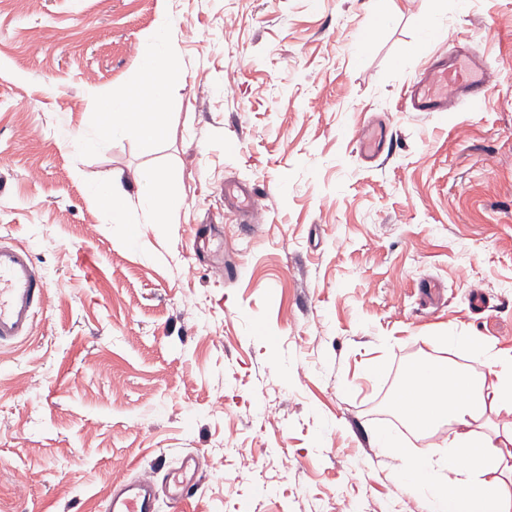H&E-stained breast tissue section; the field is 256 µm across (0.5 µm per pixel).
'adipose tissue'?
<instances>
[{
  "instance_id": "adipose-tissue-1",
  "label": "adipose tissue",
  "mask_w": 512,
  "mask_h": 512,
  "mask_svg": "<svg viewBox=\"0 0 512 512\" xmlns=\"http://www.w3.org/2000/svg\"><path fill=\"white\" fill-rule=\"evenodd\" d=\"M176 27L161 14L156 46L141 59L136 89L113 99L100 118L99 134L81 140L88 152L108 149L115 133H132L144 151H152L165 132L163 109L179 75L172 66ZM93 198L108 212L112 223L127 224L141 210L146 223L168 221L170 195L160 180L128 194L114 185H99ZM442 344L487 359L488 373L474 376L433 360L419 361L395 397V409L415 430L428 432L447 425L444 451L434 456L408 454L394 431L376 429L380 452L399 460L397 480L421 501L424 512H512V490L503 477L512 474V353L499 352L477 336L451 333ZM504 420L503 426L481 427L486 414Z\"/></svg>"
}]
</instances>
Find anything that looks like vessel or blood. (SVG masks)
Returning a JSON list of instances; mask_svg holds the SVG:
<instances>
[{
	"instance_id": "b4317fda",
	"label": "vessel or blood",
	"mask_w": 512,
	"mask_h": 512,
	"mask_svg": "<svg viewBox=\"0 0 512 512\" xmlns=\"http://www.w3.org/2000/svg\"><path fill=\"white\" fill-rule=\"evenodd\" d=\"M493 76L478 55L464 52L446 61L431 64L413 86L410 106L415 112H443L451 101L468 100L481 108L487 104ZM235 199L249 220H256L254 203L259 188L243 189L228 185L225 190ZM48 293L47 281L33 262L30 251L21 245L0 243V348L27 339L34 320ZM200 472V459L184 455L178 468L165 482L151 476H137L113 490L105 499L103 512H156L159 486H166L173 506L183 505Z\"/></svg>"
}]
</instances>
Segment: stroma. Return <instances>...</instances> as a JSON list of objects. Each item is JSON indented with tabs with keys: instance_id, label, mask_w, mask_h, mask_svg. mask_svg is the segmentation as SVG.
<instances>
[{
	"instance_id": "stroma-1",
	"label": "stroma",
	"mask_w": 512,
	"mask_h": 512,
	"mask_svg": "<svg viewBox=\"0 0 512 512\" xmlns=\"http://www.w3.org/2000/svg\"><path fill=\"white\" fill-rule=\"evenodd\" d=\"M163 13V138L82 151ZM458 43L495 73L486 106L408 111ZM149 172L173 222L111 223L92 189ZM230 183L264 188L260 224L225 209ZM1 239L49 292L0 349V512H102L188 452L190 512H400L376 426L443 441L395 417L407 365L488 372L435 344L451 330L512 349V0H0Z\"/></svg>"
}]
</instances>
